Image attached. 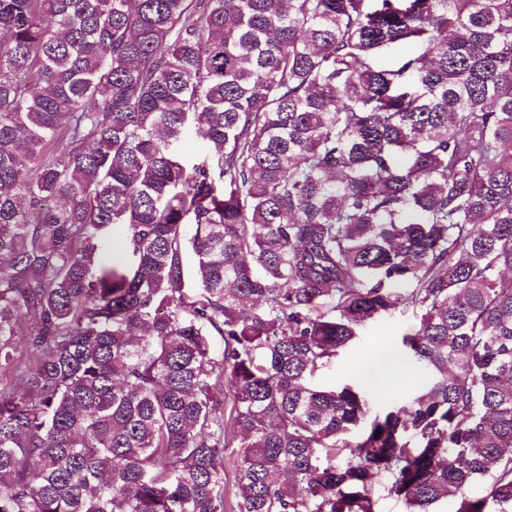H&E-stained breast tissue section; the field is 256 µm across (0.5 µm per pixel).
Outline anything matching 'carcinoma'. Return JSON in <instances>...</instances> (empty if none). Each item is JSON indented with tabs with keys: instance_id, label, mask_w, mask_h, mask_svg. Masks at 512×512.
<instances>
[{
	"instance_id": "1",
	"label": "carcinoma",
	"mask_w": 512,
	"mask_h": 512,
	"mask_svg": "<svg viewBox=\"0 0 512 512\" xmlns=\"http://www.w3.org/2000/svg\"><path fill=\"white\" fill-rule=\"evenodd\" d=\"M401 305L412 398L314 383ZM230 441L238 512H512V0H0V512H225ZM390 483L387 475L377 477L373 483L375 498L378 500L377 512H407L406 505L400 499L387 494L385 488Z\"/></svg>"
}]
</instances>
